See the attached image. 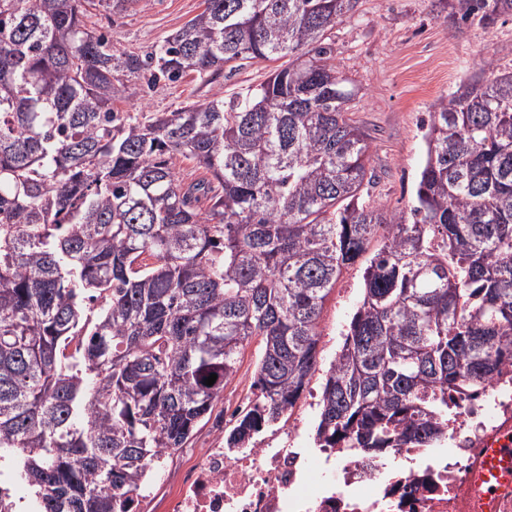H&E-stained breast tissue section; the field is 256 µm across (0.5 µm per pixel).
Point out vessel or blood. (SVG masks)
I'll list each match as a JSON object with an SVG mask.
<instances>
[{"instance_id":"vessel-or-blood-1","label":"vessel or blood","mask_w":512,"mask_h":512,"mask_svg":"<svg viewBox=\"0 0 512 512\" xmlns=\"http://www.w3.org/2000/svg\"><path fill=\"white\" fill-rule=\"evenodd\" d=\"M470 486L484 512H495L500 497L512 490V423L496 428L483 442Z\"/></svg>"}]
</instances>
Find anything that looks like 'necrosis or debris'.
I'll list each match as a JSON object with an SVG mask.
<instances>
[{
	"instance_id": "obj_1",
	"label": "necrosis or debris",
	"mask_w": 512,
	"mask_h": 512,
	"mask_svg": "<svg viewBox=\"0 0 512 512\" xmlns=\"http://www.w3.org/2000/svg\"><path fill=\"white\" fill-rule=\"evenodd\" d=\"M307 412H289L251 447L200 449L170 485L165 512H473L468 476L485 437L512 422V366L469 411L449 420L440 445L398 448L365 464L354 452L304 445Z\"/></svg>"
}]
</instances>
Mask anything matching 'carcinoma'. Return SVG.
<instances>
[{
  "mask_svg": "<svg viewBox=\"0 0 512 512\" xmlns=\"http://www.w3.org/2000/svg\"><path fill=\"white\" fill-rule=\"evenodd\" d=\"M357 2L204 0L139 55L86 22L136 0H0V452L43 512H130L255 338L256 399L224 447L286 420L325 299L378 235L316 447L368 464L432 448L448 401L512 363V71L433 105L408 209L360 204L369 137L326 42ZM450 2L464 23L512 16V0ZM284 57L228 102L117 106Z\"/></svg>",
  "mask_w": 512,
  "mask_h": 512,
  "instance_id": "1",
  "label": "carcinoma"
}]
</instances>
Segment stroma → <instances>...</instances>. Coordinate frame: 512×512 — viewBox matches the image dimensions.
Segmentation results:
<instances>
[{"mask_svg":"<svg viewBox=\"0 0 512 512\" xmlns=\"http://www.w3.org/2000/svg\"><path fill=\"white\" fill-rule=\"evenodd\" d=\"M204 0H138L125 12L91 11L89 25L102 29L114 49L146 53L200 13ZM332 62L359 87L353 119L370 136L365 202L389 211L412 200L426 158V121L439 97L478 73L512 68V16L491 27L459 23L442 0H358L343 22L327 34ZM272 62L226 63L215 76L190 72L159 83L134 105L138 112H172L197 101L232 99L263 82ZM367 258L346 268L327 297L318 325V366L307 386L320 391L344 342L363 294Z\"/></svg>","mask_w":512,"mask_h":512,"instance_id":"35a3bbf8","label":"stroma"}]
</instances>
